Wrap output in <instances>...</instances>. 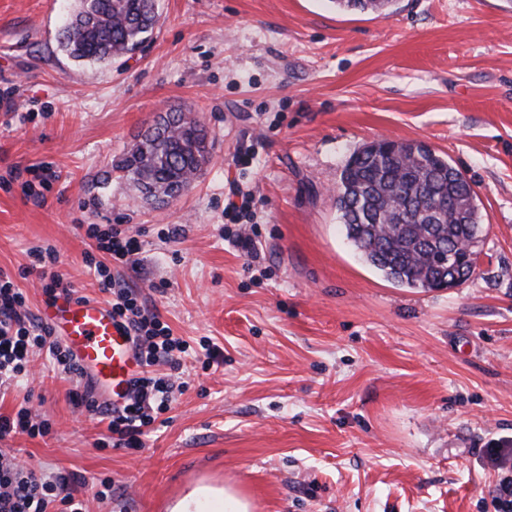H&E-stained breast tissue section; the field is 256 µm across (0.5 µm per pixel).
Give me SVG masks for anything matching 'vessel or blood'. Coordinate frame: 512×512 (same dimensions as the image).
Returning a JSON list of instances; mask_svg holds the SVG:
<instances>
[{
  "mask_svg": "<svg viewBox=\"0 0 512 512\" xmlns=\"http://www.w3.org/2000/svg\"><path fill=\"white\" fill-rule=\"evenodd\" d=\"M44 318L79 366L95 376L111 403H121L141 365L110 306L97 298L62 294L46 306Z\"/></svg>",
  "mask_w": 512,
  "mask_h": 512,
  "instance_id": "b4317fda",
  "label": "vessel or blood"
}]
</instances>
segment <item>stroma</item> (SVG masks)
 Returning <instances> with one entry per match:
<instances>
[{
  "label": "stroma",
  "instance_id": "1",
  "mask_svg": "<svg viewBox=\"0 0 512 512\" xmlns=\"http://www.w3.org/2000/svg\"><path fill=\"white\" fill-rule=\"evenodd\" d=\"M75 0H0V271L42 315L31 250L51 247L96 297L87 224L142 243L111 271L193 350L187 386L113 447L35 357L0 415L29 403L51 430L0 439L48 474L102 480L127 512H171L197 487L250 512H507L512 461V0H399L374 17L330 0H158L142 50L79 64L60 51ZM166 111L205 126L211 160L156 209L112 174ZM423 141L465 171L485 224L477 269L450 290L402 288L347 240L334 189L352 152ZM250 211L225 208L230 187ZM254 230L257 258L235 246ZM177 229L168 237V229ZM220 356L194 358L202 341Z\"/></svg>",
  "mask_w": 512,
  "mask_h": 512
}]
</instances>
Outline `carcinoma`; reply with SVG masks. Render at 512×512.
<instances>
[{"label":"carcinoma","instance_id":"cac0c4a2","mask_svg":"<svg viewBox=\"0 0 512 512\" xmlns=\"http://www.w3.org/2000/svg\"><path fill=\"white\" fill-rule=\"evenodd\" d=\"M347 11L382 15L394 0H330ZM158 22L156 0H80L59 33L79 62H104L141 48ZM209 158L205 128L182 111L159 115L113 169L142 198L188 190ZM346 238L386 280L438 289L466 282L483 237L477 194L466 174L423 142L369 144L354 152L335 190Z\"/></svg>","mask_w":512,"mask_h":512}]
</instances>
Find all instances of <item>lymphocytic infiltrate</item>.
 <instances>
[{
  "label": "lymphocytic infiltrate",
  "instance_id": "obj_1",
  "mask_svg": "<svg viewBox=\"0 0 512 512\" xmlns=\"http://www.w3.org/2000/svg\"><path fill=\"white\" fill-rule=\"evenodd\" d=\"M85 234L102 253L93 262V273L103 291L112 296V316L133 339L143 371L124 405L100 407L91 393H84L87 409L107 419L113 446L136 444L145 428L166 412L173 400L172 374L180 368L190 345L175 336L168 324L139 301L134 289L119 287L110 274V263L131 265L139 250L136 237L112 226L88 225ZM46 351L65 378L83 381L85 374L69 351L53 340L48 325L25 310V300L9 277L0 275V388L17 384L26 374L33 353ZM83 484L75 478H49L35 468L19 464L8 448H0V512H86L81 497Z\"/></svg>",
  "mask_w": 512,
  "mask_h": 512
}]
</instances>
